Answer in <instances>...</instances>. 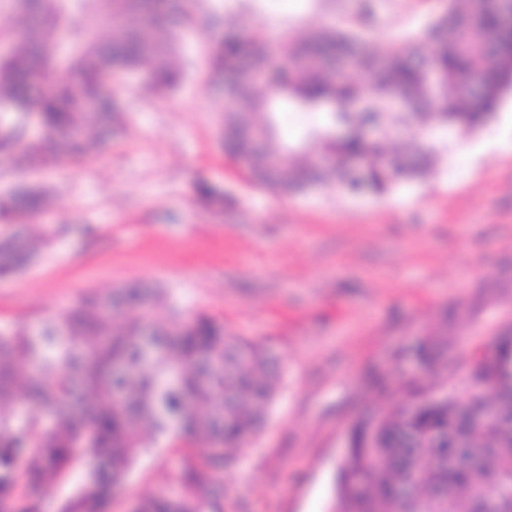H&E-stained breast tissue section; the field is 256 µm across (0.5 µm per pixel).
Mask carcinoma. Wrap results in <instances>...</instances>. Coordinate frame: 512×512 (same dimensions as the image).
Listing matches in <instances>:
<instances>
[{
    "label": "carcinoma",
    "mask_w": 512,
    "mask_h": 512,
    "mask_svg": "<svg viewBox=\"0 0 512 512\" xmlns=\"http://www.w3.org/2000/svg\"><path fill=\"white\" fill-rule=\"evenodd\" d=\"M436 16L390 41L375 33L374 0H359L342 22L303 40L224 32L209 52L222 82L224 151L259 185L282 193L334 188L351 199L383 197L424 181L445 146L404 138L417 127L475 130L512 90V0H444ZM19 47L0 56V152L26 168L88 156L119 134L112 76L141 70L151 86L176 87L171 65L192 2L25 0ZM102 24L119 37L104 40ZM57 71L66 78L44 88ZM361 73L366 83L348 76ZM320 114L292 142L280 141L276 115ZM34 119L40 139L28 138ZM46 199L22 187L0 196L5 221L41 214ZM36 247L0 240V277L25 269ZM422 352L448 384V340L436 330ZM471 352L463 397L410 408L428 384L408 381L405 399L370 414L351 431L331 512H512V328L500 359ZM280 378L258 342L230 336L204 313L174 314L164 292L135 283L77 299L59 317L0 330V512H43L47 488L83 466L81 482L56 512H101L138 456L157 437L182 432L207 453H186L171 482L132 512H224V463L263 427ZM490 395L499 423L476 430L465 400ZM454 423L460 439L483 449L484 482L440 463L448 448L434 434Z\"/></svg>",
    "instance_id": "1"
}]
</instances>
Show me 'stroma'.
Instances as JSON below:
<instances>
[{
  "mask_svg": "<svg viewBox=\"0 0 512 512\" xmlns=\"http://www.w3.org/2000/svg\"><path fill=\"white\" fill-rule=\"evenodd\" d=\"M353 0H196L173 58L171 90L139 72L115 76L123 133L82 160L32 173L0 155V194L44 191L48 211L0 237H41L23 272L0 278V328L61 314L79 296L131 282L163 289L179 308L223 321L263 344L281 370L267 421L223 469L224 512H330L346 433L365 411H389L419 373L417 347L447 321L448 363L465 393L474 346L512 324V91L472 131L451 128L437 171L382 199L333 189L285 194L255 184L225 155L221 95L208 51L212 20L306 37ZM441 0H381L386 37L440 12ZM221 196L202 200L198 184ZM182 443L146 449L115 492L112 512L170 481Z\"/></svg>",
  "mask_w": 512,
  "mask_h": 512,
  "instance_id": "stroma-1",
  "label": "stroma"
}]
</instances>
